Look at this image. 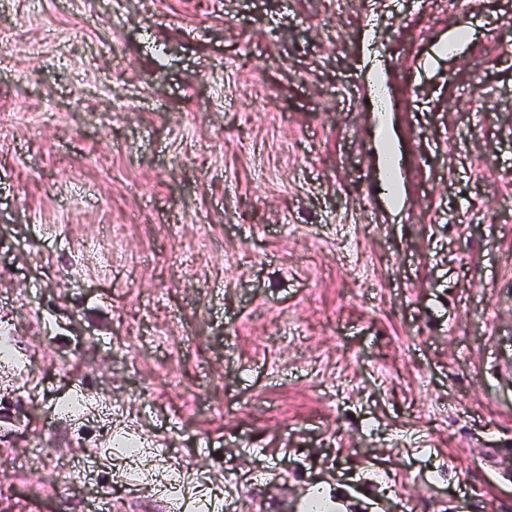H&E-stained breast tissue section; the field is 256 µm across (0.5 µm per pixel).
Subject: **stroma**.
<instances>
[{"label":"stroma","instance_id":"obj_1","mask_svg":"<svg viewBox=\"0 0 512 512\" xmlns=\"http://www.w3.org/2000/svg\"><path fill=\"white\" fill-rule=\"evenodd\" d=\"M1 325L0 512H512V0H0Z\"/></svg>","mask_w":512,"mask_h":512}]
</instances>
